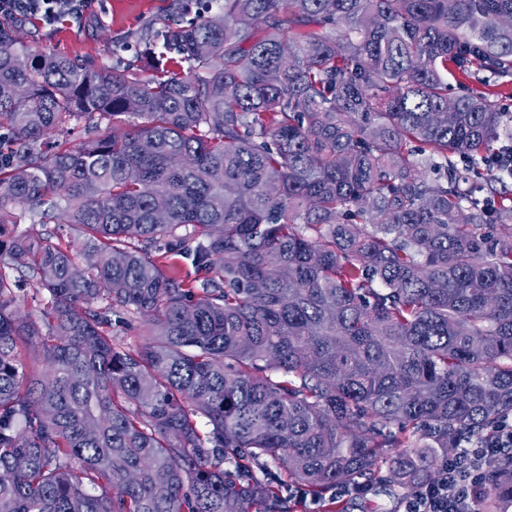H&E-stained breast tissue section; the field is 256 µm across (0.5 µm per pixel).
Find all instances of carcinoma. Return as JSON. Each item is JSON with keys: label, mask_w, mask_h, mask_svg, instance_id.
<instances>
[{"label": "carcinoma", "mask_w": 512, "mask_h": 512, "mask_svg": "<svg viewBox=\"0 0 512 512\" xmlns=\"http://www.w3.org/2000/svg\"><path fill=\"white\" fill-rule=\"evenodd\" d=\"M170 8L146 76L0 26V264L48 295L22 316L0 273V512H290L291 486L432 479L512 417V203L481 171L512 128L448 93L450 65L512 79V0ZM81 119L109 132L72 148ZM8 203L81 234L15 236ZM511 508L504 455L478 512Z\"/></svg>", "instance_id": "cac0c4a2"}]
</instances>
